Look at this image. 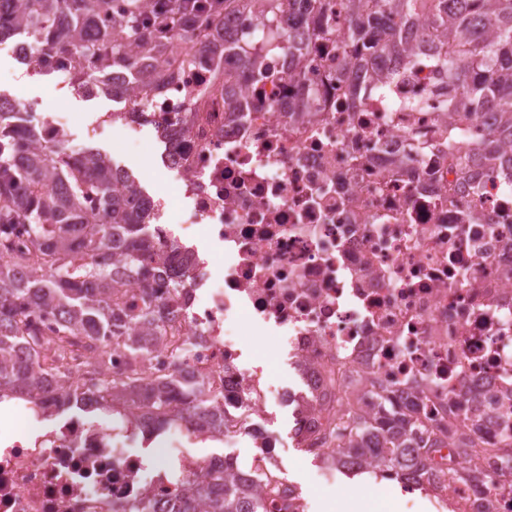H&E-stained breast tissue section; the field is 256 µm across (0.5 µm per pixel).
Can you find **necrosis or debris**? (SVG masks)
Wrapping results in <instances>:
<instances>
[{
	"mask_svg": "<svg viewBox=\"0 0 512 512\" xmlns=\"http://www.w3.org/2000/svg\"><path fill=\"white\" fill-rule=\"evenodd\" d=\"M254 25L249 8L220 22L199 15L192 31L173 32L147 104L125 95L113 117L127 133L165 136L184 222L153 227L165 258L155 274L161 335L140 358L114 339L105 369L147 382L181 362L223 407V427L169 423L150 470L133 446L140 410L120 426L52 427L44 396L0 393V512H112L134 498L170 512L187 480L222 475L190 444L246 428L263 454L233 475L274 465V436L250 422L270 400L293 407L294 438L317 443L320 480L332 482L320 397L366 389L386 390L399 409L416 405L447 450L478 437L453 466L409 477L406 493L428 491L448 512H512L500 451L512 429V180L480 149L497 114L455 112L444 51L412 23L402 25L410 58L366 46L361 68L344 73L338 0L317 25L305 0H291L264 76L242 68ZM297 70L310 90L302 109L286 79ZM230 95L249 111L229 110ZM463 150L465 174L454 165ZM268 332L304 391L271 384L244 360L242 337ZM172 456L175 480L162 469Z\"/></svg>",
	"mask_w": 512,
	"mask_h": 512,
	"instance_id": "necrosis-or-debris-1",
	"label": "necrosis or debris"
}]
</instances>
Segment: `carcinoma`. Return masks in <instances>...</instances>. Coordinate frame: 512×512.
<instances>
[{
    "instance_id": "obj_1",
    "label": "carcinoma",
    "mask_w": 512,
    "mask_h": 512,
    "mask_svg": "<svg viewBox=\"0 0 512 512\" xmlns=\"http://www.w3.org/2000/svg\"><path fill=\"white\" fill-rule=\"evenodd\" d=\"M257 6L258 41L270 42L278 11L287 0H124L121 14L112 16V0H0V32L13 29L38 48L33 74L53 75L47 50L69 47L80 63L97 56L102 69L85 71L84 85L106 89L103 72L123 71L129 87L143 91L153 77L148 68L165 63L171 29L158 21L173 8L177 29L187 33L198 11L206 9L220 19L233 2ZM348 15L341 43L357 48L372 24L385 15H419L422 0H341ZM424 35L441 40L448 55L450 76L456 84L455 103L462 114L478 107L499 115V126L484 142V156L500 160L502 143L512 144V0H438L420 26ZM153 62L152 66L145 62ZM46 117L27 108L0 115V391L37 395L49 391L55 417L93 412L110 413L118 407L143 406L154 415L152 428L166 426L173 393L185 396V409L194 417L206 412L202 387L183 370L151 385L135 379L116 380L96 366L75 388L69 382L67 360L80 340L100 342V361L106 347L123 335L128 314L114 303L122 283L112 276L114 256L135 276L148 272L146 262L157 255L151 231V212L138 211L129 194L114 187L112 159L94 148H47L39 143ZM99 202L89 213L85 202ZM47 267L40 278L16 277L15 267L31 262ZM154 299L143 300L140 319L160 335ZM60 313L52 336H44L28 320L32 313ZM50 346L51 363H41L39 349ZM26 348L27 360L15 353ZM371 412L359 413L350 401L343 414L326 427L324 440L336 448V464L372 459L379 472L405 479L407 471L425 466L418 457L409 464L401 453L414 442L418 420L393 408L383 392L372 393ZM280 485L262 473L251 482L224 480L206 491L208 512H270L269 496Z\"/></svg>"
}]
</instances>
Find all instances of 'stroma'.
Instances as JSON below:
<instances>
[{"instance_id": "obj_1", "label": "stroma", "mask_w": 512, "mask_h": 512, "mask_svg": "<svg viewBox=\"0 0 512 512\" xmlns=\"http://www.w3.org/2000/svg\"><path fill=\"white\" fill-rule=\"evenodd\" d=\"M0 96L19 99L35 105L38 113H70L75 123L70 130L72 148L92 146L108 154L113 162L128 171L144 192L154 199L167 202L169 209L178 205L174 174L162 160L163 145L151 128H143L138 134L139 143L122 147L126 133L120 126L102 125V118L119 111L121 104L112 96L99 93L86 95L74 91L64 80L56 77H37L27 73L25 66L0 52ZM263 426L273 433L276 444L274 453L282 476L298 483L310 493L309 512H326L329 503L340 500L353 483H361L371 498L379 503L398 501L397 486L380 482L375 476L365 474L349 479L337 474L334 484L320 482L322 462L305 453L294 439L290 408L275 402H267L262 420Z\"/></svg>"}]
</instances>
